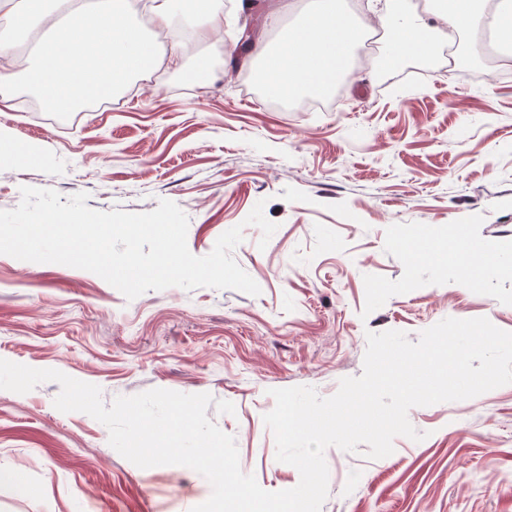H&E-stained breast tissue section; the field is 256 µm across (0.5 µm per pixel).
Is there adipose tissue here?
<instances>
[{"label": "adipose tissue", "instance_id": "adipose-tissue-1", "mask_svg": "<svg viewBox=\"0 0 512 512\" xmlns=\"http://www.w3.org/2000/svg\"><path fill=\"white\" fill-rule=\"evenodd\" d=\"M48 2L36 15L16 14L12 32L0 33V79L15 66L19 36L49 31L25 80L57 112L109 99L157 66L180 68L186 41L210 38L224 28L223 0H192L198 21L187 31L172 26L173 0H92L87 6L76 0ZM366 7L386 29L393 59L430 55L440 43L459 56L467 47L456 41V33L489 29L509 47L498 59L499 68H512V0H447L445 7L424 11L407 10L404 0H367ZM366 28L365 19L340 0H313L277 45L257 43L253 53L277 94H321L352 76L353 50ZM439 249L445 266L487 279L512 268L501 254L462 237L448 236Z\"/></svg>", "mask_w": 512, "mask_h": 512}]
</instances>
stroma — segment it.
<instances>
[{"label": "stroma", "mask_w": 512, "mask_h": 512, "mask_svg": "<svg viewBox=\"0 0 512 512\" xmlns=\"http://www.w3.org/2000/svg\"><path fill=\"white\" fill-rule=\"evenodd\" d=\"M249 2L271 42L308 0ZM242 19L231 0L223 49L190 43L182 69L79 111L26 108L17 66L0 88V136L40 156H0V210L16 208L23 185L85 192L101 211L148 212L167 199L189 218L193 255L243 225L232 256L260 295L170 287L130 301L92 272L0 254V359L97 385L107 404L153 388L229 401L234 414L211 406L208 418L234 437L241 471L280 491L300 474L277 460L263 421L273 389L334 395L361 375L370 331L414 342L442 319L484 317L512 332V271L468 284L455 269L411 264L398 242L406 230L433 241L461 230L512 254V78L490 75L489 47L454 64L438 49L384 71L380 38L358 47L354 84L313 108L233 77L258 69L234 52ZM202 59L206 84L193 76ZM259 202L278 225L263 249L260 229L244 223ZM59 391L0 390V470L21 477L0 485V512H191L209 498L190 468L123 458L102 423L54 407ZM409 420L424 440L396 437L385 458L369 459L363 444L326 450L321 512H512V384L412 408Z\"/></svg>", "instance_id": "obj_1"}]
</instances>
